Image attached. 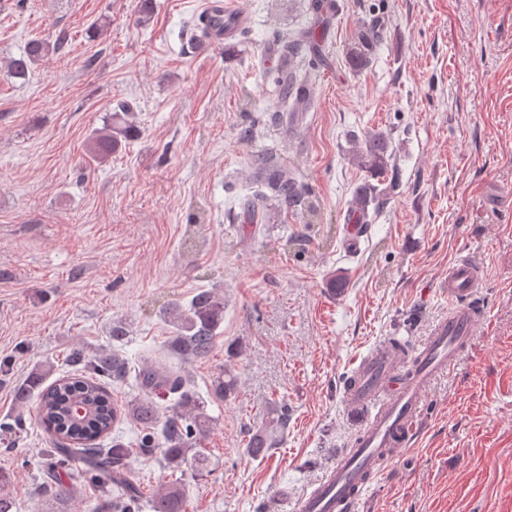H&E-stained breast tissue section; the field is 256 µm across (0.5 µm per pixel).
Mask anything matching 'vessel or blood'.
<instances>
[{"mask_svg": "<svg viewBox=\"0 0 512 512\" xmlns=\"http://www.w3.org/2000/svg\"><path fill=\"white\" fill-rule=\"evenodd\" d=\"M206 36L196 45L207 48L231 38L237 13L226 0H205ZM483 278L481 263L471 255L454 260L444 286L448 313L439 319L412 358L393 343L374 346L361 360L345 392L349 409L370 407L358 437L309 492L291 504L290 512H356L384 463L410 445L417 419L434 381L449 373L468 348L484 316L476 300Z\"/></svg>", "mask_w": 512, "mask_h": 512, "instance_id": "b4317fda", "label": "vessel or blood"}]
</instances>
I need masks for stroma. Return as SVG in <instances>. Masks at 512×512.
Returning <instances> with one entry per match:
<instances>
[{
  "label": "stroma",
  "mask_w": 512,
  "mask_h": 512,
  "mask_svg": "<svg viewBox=\"0 0 512 512\" xmlns=\"http://www.w3.org/2000/svg\"><path fill=\"white\" fill-rule=\"evenodd\" d=\"M203 2L153 0L141 26L139 0H0L1 60L35 37L62 43L28 79L0 75V423L26 421L0 444L13 512L52 507L45 433L18 397L37 369L68 375L74 346L128 363L110 383L121 404L145 395L143 355L168 351L213 419L207 477L134 458L144 500L179 481L186 512H286L365 422L344 403L353 369L388 338L412 349L428 336L448 312V266L467 253L483 265L486 317L359 512H512V0H337L314 30L327 64L311 74L312 107L290 128L269 119L264 59L276 33L311 28V0H235L245 33L199 51ZM103 17L107 34L88 38ZM369 26L357 70L348 51ZM121 104L138 136L89 163L93 131ZM373 130L397 190L351 248L344 226L368 175L348 152ZM263 151L307 192L256 234L243 216ZM202 288L223 292L224 321L210 357L185 364L163 311ZM117 323L128 336L113 338ZM226 369L238 386L224 401L210 387ZM277 402L282 442L250 457Z\"/></svg>",
  "instance_id": "obj_1"
}]
</instances>
